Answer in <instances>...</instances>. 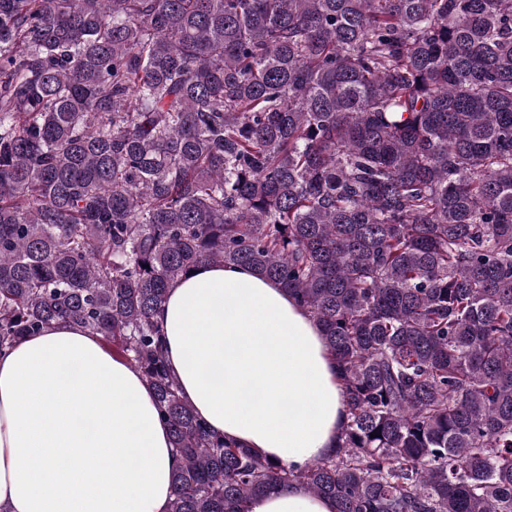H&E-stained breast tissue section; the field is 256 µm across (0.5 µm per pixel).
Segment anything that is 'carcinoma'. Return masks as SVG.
I'll list each match as a JSON object with an SVG mask.
<instances>
[{"mask_svg":"<svg viewBox=\"0 0 512 512\" xmlns=\"http://www.w3.org/2000/svg\"><path fill=\"white\" fill-rule=\"evenodd\" d=\"M209 264L321 327L331 453L180 397L155 316ZM59 322L154 390L168 512H512V0H0V351ZM335 503L306 492L300 485L252 498L248 512H335Z\"/></svg>","mask_w":512,"mask_h":512,"instance_id":"carcinoma-1","label":"carcinoma"}]
</instances>
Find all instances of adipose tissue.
Returning <instances> with one entry per match:
<instances>
[{"label": "adipose tissue", "instance_id": "1", "mask_svg": "<svg viewBox=\"0 0 512 512\" xmlns=\"http://www.w3.org/2000/svg\"><path fill=\"white\" fill-rule=\"evenodd\" d=\"M157 319L184 400L215 432L302 465L334 448L344 420L321 328L245 266L173 282ZM177 465L140 373L99 336L59 323L0 354V505L7 512H168ZM301 486L247 512H335Z\"/></svg>", "mask_w": 512, "mask_h": 512}]
</instances>
